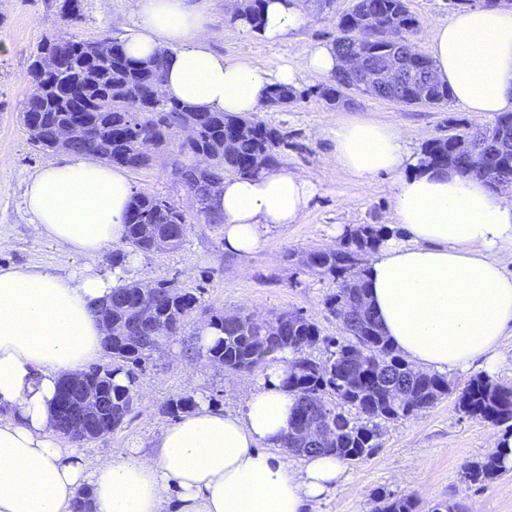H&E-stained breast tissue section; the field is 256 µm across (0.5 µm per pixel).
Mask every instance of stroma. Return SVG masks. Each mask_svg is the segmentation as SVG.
<instances>
[{
  "instance_id": "1",
  "label": "stroma",
  "mask_w": 512,
  "mask_h": 512,
  "mask_svg": "<svg viewBox=\"0 0 512 512\" xmlns=\"http://www.w3.org/2000/svg\"><path fill=\"white\" fill-rule=\"evenodd\" d=\"M63 0H0V268L24 272L48 268L66 273L83 266V257H65L49 241L36 238L23 204L29 178L57 160L53 151L38 150L23 130L19 113L31 89L29 68L38 45L59 34ZM202 9L215 37L212 49L229 60H245L268 72L284 64L299 71L302 96L286 107L265 109L260 117L288 135L281 163L311 178L314 195L300 223L269 231L262 247L238 257L225 252L221 228L196 220L190 224L180 248L138 253L130 279L151 283L169 279L195 292L203 305L233 311L246 309L264 317L274 311L300 310L319 327L322 335L340 330L325 310L324 300L335 284L297 263L296 254L336 245L346 232L361 224L394 227V178L389 174L358 177L331 160L329 132L343 119H368L391 125L407 141L412 154H420L431 139L448 134L453 121L477 123L476 114L457 103L439 108L403 106L373 96H356L353 105L333 108L317 97L324 77L303 68L307 47L332 42L335 19L353 0H334L319 9L315 0H303L309 20L288 39L271 43L251 30L225 22L237 0H192ZM81 17L75 31L86 40L97 39L101 30L113 37L125 35L133 24L130 0H80ZM419 23L416 42L425 48L437 25L457 12L451 0H409ZM134 191L161 195L184 203L183 190L169 173L166 157L149 168L129 172ZM201 327L198 317L187 320L182 335L173 337L139 373L137 404L123 426L102 438L82 444L89 464L112 455L118 448H145L172 423L162 407L171 398L189 394L215 410L234 414L254 392L256 375L228 374L189 354ZM481 367L448 373L451 394L435 406L407 421L382 429L377 452L364 462L346 465L345 479L316 502L313 512H375L374 493L384 489L395 495H415L421 512L436 504L454 505L455 512H512V471L486 487L466 482L463 467L490 454L498 439L497 428L467 417L454 407L457 391Z\"/></svg>"
}]
</instances>
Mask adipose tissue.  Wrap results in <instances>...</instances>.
Here are the masks:
<instances>
[{
	"label": "adipose tissue",
	"mask_w": 512,
	"mask_h": 512,
	"mask_svg": "<svg viewBox=\"0 0 512 512\" xmlns=\"http://www.w3.org/2000/svg\"><path fill=\"white\" fill-rule=\"evenodd\" d=\"M131 11L126 51L140 61L167 52L168 99L255 114L272 85L298 82L292 66L270 74L214 52L206 16L187 0H131ZM304 22L300 0H267L261 33L278 42ZM428 50L463 109H512V11H462L435 28ZM331 137L342 170L397 177L395 221L403 237L386 238L366 273L369 300L394 348L431 372L476 362L494 370L512 335V275L499 256L512 246V196L452 170L405 174L411 152L387 124L340 120ZM313 193L308 177L283 166L225 179V250L249 255L268 230L298 223ZM132 194L124 172L67 154L30 177L24 207L36 237L92 262L122 241ZM123 281L122 270L103 274L91 264L66 274L0 268V512H72L85 486L92 512H166L172 489L179 512H310L342 481L344 468L331 455H308L295 468L279 455L294 405L280 363L261 373L241 414L200 406L148 449L121 448L91 468L60 441L52 420L59 382L101 356L97 310Z\"/></svg>",
	"instance_id": "adipose-tissue-1"
}]
</instances>
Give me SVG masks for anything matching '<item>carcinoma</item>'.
<instances>
[{"mask_svg": "<svg viewBox=\"0 0 512 512\" xmlns=\"http://www.w3.org/2000/svg\"><path fill=\"white\" fill-rule=\"evenodd\" d=\"M266 0H245L230 18L245 20L256 29L262 22ZM78 16H60L63 32L44 39L31 64L32 89L21 111V121L31 140L45 151L87 154L131 171L151 165L153 151L176 148L171 175L183 170L182 184L192 201L193 215L207 224L220 225L218 204L208 200L205 184L228 176H256L279 161L287 134L258 115L198 112L168 98H158L155 82L165 74V52L149 62L128 56L122 42L110 31L99 35L111 42L106 53H93L89 41L71 31ZM333 45L341 55L353 54L366 63L397 67L401 87L389 100L407 105L448 104L452 93L431 59L416 51L418 21L406 0H356L353 8L336 16ZM64 46L69 56L51 69L44 61L52 48ZM357 77L338 70L332 83L317 88L316 95L329 106L353 104L347 95ZM294 87H272L268 107L281 108L295 101ZM79 123L83 138L67 146L52 137V130ZM193 129L185 140L180 130ZM463 136L475 152L487 154V168L476 171L463 154L452 153L449 137H437L422 150L421 165L428 169L451 167L464 175L493 181L512 177V112L496 115L487 124L463 125ZM167 197L134 193L125 224L123 248L112 254L121 265L133 252H151L154 242L174 225L187 233L190 214ZM386 237L382 227L363 224L351 229L335 249L303 254L302 267L330 277L336 289L325 298V310L336 319L341 335L323 336L316 323L298 310L275 313L263 326L255 325L245 311L224 312L205 308L195 293L173 281L160 279L154 288L130 282L115 289L112 300V351L110 362L93 365L88 372L101 390L112 396V430L122 427L135 402L137 372L173 337L181 335L186 318L199 310L205 325L219 333L210 347L198 350L228 373L255 372L282 354H288L283 385L294 397V419L282 447L299 455L324 453L341 461L358 463L378 449L381 424L407 421L448 396V379L417 368L389 342L371 306L366 288V266L349 257L376 250ZM322 346L316 359L309 350ZM196 406L191 395L168 400L162 411L173 417ZM455 409L487 422L501 431L497 450L482 461L464 466V478L485 487L508 471L512 462V386L486 375L471 378L459 392ZM322 426L333 434L331 443L304 439L305 428ZM375 512H417L411 496L379 491Z\"/></svg>", "mask_w": 512, "mask_h": 512, "instance_id": "obj_1", "label": "carcinoma"}]
</instances>
